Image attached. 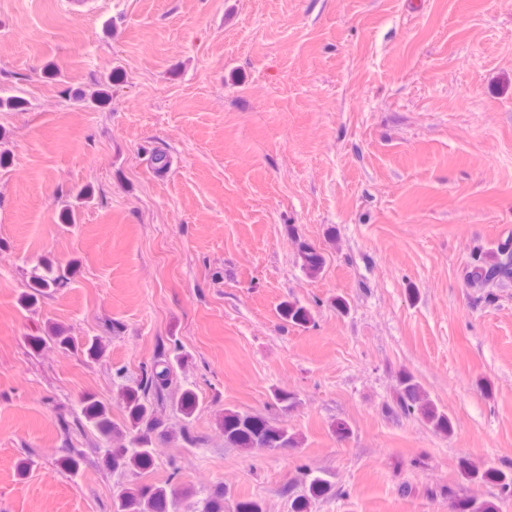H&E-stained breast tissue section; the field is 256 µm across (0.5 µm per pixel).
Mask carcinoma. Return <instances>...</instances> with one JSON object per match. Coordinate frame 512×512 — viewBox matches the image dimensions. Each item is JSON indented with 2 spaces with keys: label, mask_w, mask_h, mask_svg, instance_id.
<instances>
[{
  "label": "carcinoma",
  "mask_w": 512,
  "mask_h": 512,
  "mask_svg": "<svg viewBox=\"0 0 512 512\" xmlns=\"http://www.w3.org/2000/svg\"><path fill=\"white\" fill-rule=\"evenodd\" d=\"M298 254L303 268L312 276L321 272L325 259L312 244L298 243ZM43 273L33 276V288L47 293L64 284L66 272L54 269L48 262L43 263ZM469 283L475 288L504 287L512 282V243L504 242L497 248L492 259L479 257L467 273ZM281 313L288 322L303 326L312 321L310 310L296 302L281 306ZM51 340L65 350L82 351L89 357L99 356L104 345L99 339H91L83 344L65 334L59 327L48 330V337L35 336L36 346ZM182 359L161 352L152 364L143 367L135 385L123 389L120 398L124 416L123 426L113 420L111 410L93 395L83 399L82 414L104 439L112 440V447L105 450L104 463L114 472L145 471L153 465L154 443L157 438L168 434L167 422L158 407L164 404L176 369ZM397 406L407 414H418L434 431L452 435L455 427L447 413L425 398L415 377L405 372L400 376ZM198 405V396L190 388L184 389L178 406L183 417H192ZM224 443L242 449L253 448H297L299 437L283 426H275L264 416L248 411L226 409L220 422ZM84 457L81 450L69 448L60 459V466L66 472L78 471ZM461 476L467 481H480L498 487L501 498L512 497V469L504 471L495 467L480 469L462 457L458 462ZM331 491L329 481L321 476L309 479L307 492L296 497L291 504L292 512H308L311 503ZM177 491L152 484H135L119 491L112 499V512H171L174 508ZM448 499L452 512H499L493 501L477 502L453 488H448ZM201 512H224V487L215 488L205 499Z\"/></svg>",
  "instance_id": "cac0c4a2"
}]
</instances>
